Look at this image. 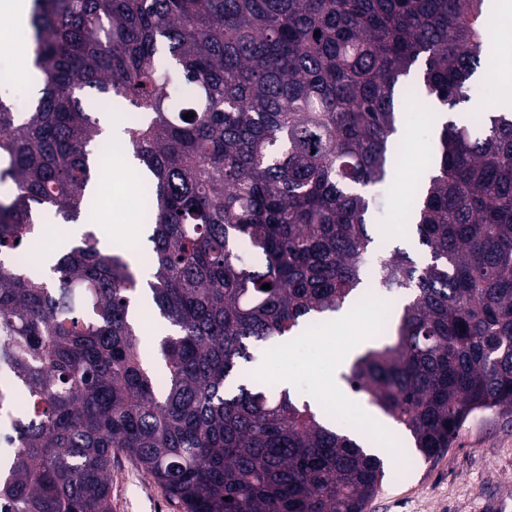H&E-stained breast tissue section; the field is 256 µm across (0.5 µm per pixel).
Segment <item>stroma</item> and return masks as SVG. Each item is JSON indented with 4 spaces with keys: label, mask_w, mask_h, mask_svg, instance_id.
I'll return each instance as SVG.
<instances>
[{
    "label": "stroma",
    "mask_w": 512,
    "mask_h": 512,
    "mask_svg": "<svg viewBox=\"0 0 512 512\" xmlns=\"http://www.w3.org/2000/svg\"><path fill=\"white\" fill-rule=\"evenodd\" d=\"M2 31L10 32L11 48L0 51V98L33 109L37 84L12 77L21 58L16 46L19 41L30 40L31 32H13L11 18L0 11ZM401 110L406 129L400 137L403 150L386 183L366 192L371 222L389 227L386 237L377 242L378 250L385 252L410 245L401 216L424 185L442 107L434 101L429 109L419 112L413 103L406 102ZM135 176L126 161L109 169L108 185L97 199V214L108 217L112 214V184L120 181L134 190L127 222L136 232L110 236V243L115 245L140 247L146 242L143 196L136 188ZM378 330L377 319L363 306H355L345 323L328 324L298 342L265 347L257 372L275 384L283 372H290L296 394L332 407L341 422L356 420L371 445L383 449L385 477L364 512H512V413L489 410L473 414L445 453L426 459L414 449L411 437L402 428L359 394L341 388L333 393L321 390V378L339 372V360L349 341L355 338L368 343ZM112 512L178 510L139 465L121 453L112 459Z\"/></svg>",
    "instance_id": "stroma-1"
}]
</instances>
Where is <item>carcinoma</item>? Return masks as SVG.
Here are the masks:
<instances>
[{
    "mask_svg": "<svg viewBox=\"0 0 512 512\" xmlns=\"http://www.w3.org/2000/svg\"><path fill=\"white\" fill-rule=\"evenodd\" d=\"M29 25L40 97L23 116L0 101V512H112L119 452L182 512H364L380 456L247 365L370 288L404 305L343 379L424 457L512 410V109L473 96L487 0H32ZM417 69L447 112L468 105L408 213L423 261L374 252L365 196ZM86 88L139 112L121 144L149 199L147 280L92 226L48 277L11 260L97 198ZM142 291L170 327L162 377ZM144 319L141 326V345L147 357L152 358L159 340L168 333V327L165 322L157 316H149ZM151 323V327L146 330V325Z\"/></svg>",
    "mask_w": 512,
    "mask_h": 512,
    "instance_id": "carcinoma-1",
    "label": "carcinoma"
}]
</instances>
